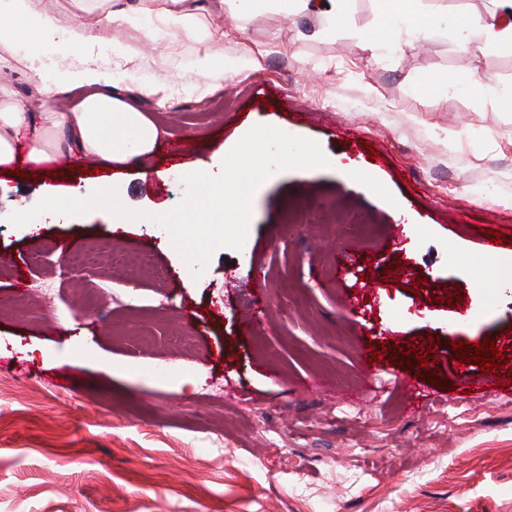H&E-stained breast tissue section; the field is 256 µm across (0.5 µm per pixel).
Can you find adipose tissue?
<instances>
[{"label": "adipose tissue", "instance_id": "ef3b65f1", "mask_svg": "<svg viewBox=\"0 0 512 512\" xmlns=\"http://www.w3.org/2000/svg\"><path fill=\"white\" fill-rule=\"evenodd\" d=\"M348 0H225L231 10L270 8L289 14L315 13L325 19L323 34L335 33L345 18ZM500 17L486 21L478 15L451 20L455 42L461 53L472 49L512 48V0H497ZM383 44L400 49L399 23H407L413 43L428 39L438 22L420 16L418 0H383ZM66 13L77 22L64 26L44 19L32 0H0V70L25 72L37 82L38 109L20 97L9 81L0 79V168L25 161L40 165L59 154H77L90 164L144 163L159 146L162 133L144 112L112 95V74L91 63L64 70L56 79L42 80L33 52L20 50L19 40L31 33L39 45L66 46L92 55L107 45L114 57L130 59L131 48L116 39L117 27H141L145 41L159 44L179 35L198 45V71L213 82L224 78L213 47L224 38L219 26L208 22L185 0H68ZM81 97H74V90ZM72 97L68 108L59 101Z\"/></svg>", "mask_w": 512, "mask_h": 512}]
</instances>
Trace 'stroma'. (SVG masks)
Listing matches in <instances>:
<instances>
[{
  "label": "stroma",
  "instance_id": "stroma-1",
  "mask_svg": "<svg viewBox=\"0 0 512 512\" xmlns=\"http://www.w3.org/2000/svg\"><path fill=\"white\" fill-rule=\"evenodd\" d=\"M196 2L224 29L220 88L182 37L162 67L134 28L119 33L133 59L98 50L112 93L164 131L148 162L156 189L124 164L110 174L120 197L167 212L185 195V169L269 125L371 170L393 200L328 169L277 173L255 192L242 249H217L195 279L152 223L120 234L98 213L9 222L44 196L93 191L83 166L0 171V257L15 274L0 293L16 294L0 315V512H512V379L475 367L464 392L450 358L459 341L512 349V295L476 290L466 266L482 230H500L499 270L512 273V49L465 57L442 28L424 47L389 50L365 36L380 0H349L348 24L329 38L315 15L234 17L218 0ZM464 70L494 76L482 101L433 88ZM158 81L167 91L144 93ZM176 140L189 146L179 162L167 150ZM315 201L380 224L375 249L338 224L288 223ZM401 209L415 223L398 221ZM91 238L150 264L76 266L58 248ZM345 244L342 265L322 276ZM18 280L45 289L15 291ZM255 280L264 302L248 289ZM379 341L432 348L430 401L413 407L397 386L402 367L371 361ZM160 364L163 381L152 375Z\"/></svg>",
  "mask_w": 512,
  "mask_h": 512
}]
</instances>
